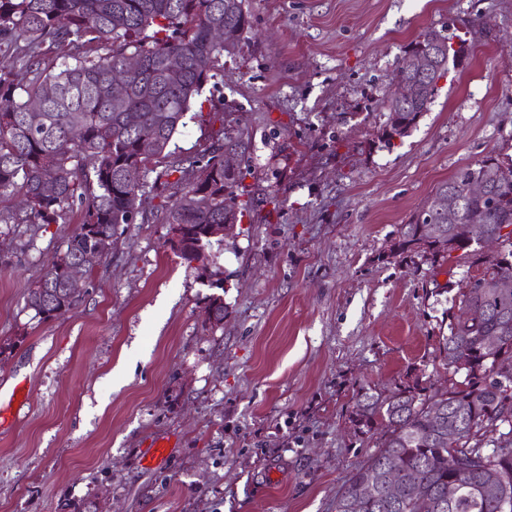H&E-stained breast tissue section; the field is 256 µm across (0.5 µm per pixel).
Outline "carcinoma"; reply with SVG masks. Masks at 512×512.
Listing matches in <instances>:
<instances>
[{
    "label": "carcinoma",
    "instance_id": "1",
    "mask_svg": "<svg viewBox=\"0 0 512 512\" xmlns=\"http://www.w3.org/2000/svg\"><path fill=\"white\" fill-rule=\"evenodd\" d=\"M223 39L213 37L215 26ZM251 31L246 0H0V224L41 228L73 215L66 248L44 269L26 306L41 319L67 312L81 296L68 267L85 254L106 257L118 231L135 224L146 206L170 189L161 205L167 224L189 226L178 255L191 261L207 247V224H236L248 208L239 184L251 172V141L238 121L201 155L172 148L200 99L224 87V56ZM440 56L427 82L408 67L415 57ZM139 68L125 71L126 60ZM468 56L466 40L428 29L413 41L397 79L410 95L390 98L382 136L390 143L416 127L438 93L437 80ZM177 59L182 73L168 77ZM125 76L121 106L112 81ZM209 96H204V93ZM209 170L208 179L196 172ZM501 237L488 256L470 245L474 226ZM512 157L487 155L438 185L412 220L401 226L395 255L422 254L435 262L463 251L485 271L466 282L448 334L437 336L448 383L415 379L387 395L358 394L352 419L385 438L354 467L335 512H512V447L489 436L512 435ZM480 313L467 319L465 313ZM464 379H456L458 374ZM455 448L464 469H448Z\"/></svg>",
    "mask_w": 512,
    "mask_h": 512
}]
</instances>
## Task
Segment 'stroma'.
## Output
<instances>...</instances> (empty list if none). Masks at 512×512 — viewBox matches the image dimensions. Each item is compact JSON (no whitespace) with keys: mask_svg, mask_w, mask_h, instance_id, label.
<instances>
[{"mask_svg":"<svg viewBox=\"0 0 512 512\" xmlns=\"http://www.w3.org/2000/svg\"><path fill=\"white\" fill-rule=\"evenodd\" d=\"M254 34L224 97L175 141L192 155L222 113L252 137L240 224L209 250L213 288L170 246L161 208L113 239L64 316L26 307L75 220L0 224V512H334L381 442L357 393L446 378L434 360L457 289L480 275L391 247L440 183L512 156V0H248ZM466 39L408 136L381 138L408 45ZM165 461L148 466L155 442Z\"/></svg>","mask_w":512,"mask_h":512,"instance_id":"1","label":"stroma"}]
</instances>
